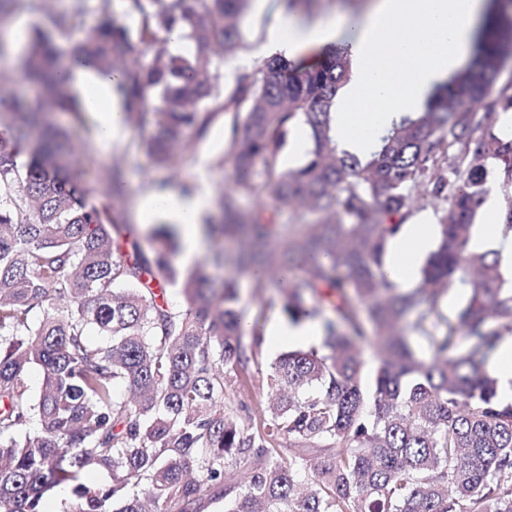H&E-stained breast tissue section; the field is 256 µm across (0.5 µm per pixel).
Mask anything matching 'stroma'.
I'll return each mask as SVG.
<instances>
[{
    "instance_id": "1",
    "label": "stroma",
    "mask_w": 512,
    "mask_h": 512,
    "mask_svg": "<svg viewBox=\"0 0 512 512\" xmlns=\"http://www.w3.org/2000/svg\"><path fill=\"white\" fill-rule=\"evenodd\" d=\"M284 15L275 6H268L263 14L246 12L242 21V33L246 48L239 56L228 59L224 65L225 77H233L238 69L252 66L261 60L260 48L270 27L283 24ZM72 141L78 145L79 153L73 161L74 176L89 190L91 197H98L107 167L114 158H121L125 171L122 216L125 223L137 221L140 199L159 186L172 189L181 188L183 182H192L204 186L210 193H217L220 187H232L234 177L231 170L212 166L214 157L223 152L224 120L216 118L206 136L195 139L196 162L181 178H174L171 171L154 168L150 161L134 149L139 132L134 126H126L119 142L109 148H101L97 139L96 124L90 115L82 119L64 115L60 118ZM285 344L273 343L264 338L260 354L248 369L249 387L244 393L246 400L260 403L266 399V376L271 364L277 357L288 352Z\"/></svg>"
}]
</instances>
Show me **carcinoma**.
<instances>
[{
	"instance_id": "1",
	"label": "carcinoma",
	"mask_w": 512,
	"mask_h": 512,
	"mask_svg": "<svg viewBox=\"0 0 512 512\" xmlns=\"http://www.w3.org/2000/svg\"><path fill=\"white\" fill-rule=\"evenodd\" d=\"M24 2L44 21L23 66L36 106L16 97L0 132L4 512H46L58 486L73 495L62 512H145L147 501L156 512L212 502L224 512H512V400L488 368L512 337V280L497 252L469 248L492 180L508 189L501 213L512 232V137L497 133L512 112V81L499 83L512 59V0H491L472 59L423 110L380 128L364 155L336 142V96L352 71L342 52L308 66L265 58L224 82V63L244 49L248 0H125L133 30L113 17L112 0H73L62 14ZM174 26L193 53L165 47L161 34ZM76 55L121 74L125 120L141 131L136 151L156 168L194 164L190 136L224 113L227 148L214 164L232 169L234 189L219 190L220 219H204L211 248L186 272L172 225L155 228L145 248L132 239L118 209L121 165L106 170L104 204L62 175L73 146L51 115L80 112L56 77ZM490 98L497 111H479ZM296 130L307 135L305 161L283 169ZM240 192L255 199L247 212ZM420 200L438 217V243L420 284L403 292L384 255ZM230 260L255 273L260 305L274 283L289 321L323 329L271 365L268 400L255 408L241 399V374L261 340L244 335L236 279L213 274ZM294 262L302 275L275 279ZM156 284L180 287L186 306L158 299ZM453 288L464 299L446 314ZM92 328L109 342L91 343ZM366 345L378 358L369 394ZM32 367L43 372L35 399ZM237 466L241 485L226 479ZM98 471L108 484L90 481Z\"/></svg>"
}]
</instances>
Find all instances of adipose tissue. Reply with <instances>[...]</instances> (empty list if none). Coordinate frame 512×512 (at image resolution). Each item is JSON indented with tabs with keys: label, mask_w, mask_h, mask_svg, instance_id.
Wrapping results in <instances>:
<instances>
[{
	"label": "adipose tissue",
	"mask_w": 512,
	"mask_h": 512,
	"mask_svg": "<svg viewBox=\"0 0 512 512\" xmlns=\"http://www.w3.org/2000/svg\"><path fill=\"white\" fill-rule=\"evenodd\" d=\"M487 11V0H372L352 25L333 19L289 20L269 31L264 50L296 60L336 45L345 47L355 76L337 97L340 111L369 107L377 122L384 123L408 111L434 84L467 62L476 27ZM395 70L406 75L403 86L384 82V75ZM59 78L94 117L99 143L106 146L118 140L126 123L117 77L91 63L75 61ZM212 209V199L201 188L157 190L140 202L139 220L174 225L181 238L180 259L191 264L209 248L202 220ZM436 233L433 224H406L389 240L385 269L397 286L413 284L418 276L416 263ZM470 247L478 252L497 251L502 275L512 279V237L504 236L499 225H476Z\"/></svg>",
	"instance_id": "1"
}]
</instances>
